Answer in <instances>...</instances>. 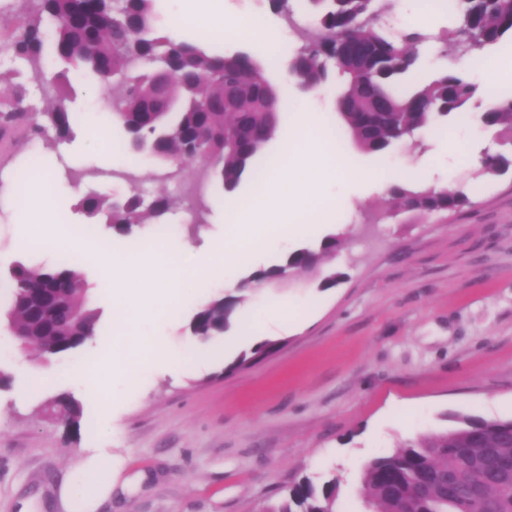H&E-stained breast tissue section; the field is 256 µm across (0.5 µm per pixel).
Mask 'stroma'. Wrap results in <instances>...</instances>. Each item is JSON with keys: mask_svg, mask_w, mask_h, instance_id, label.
<instances>
[{"mask_svg": "<svg viewBox=\"0 0 512 512\" xmlns=\"http://www.w3.org/2000/svg\"><path fill=\"white\" fill-rule=\"evenodd\" d=\"M223 2L225 17L256 16L277 32L287 27L270 0ZM267 77L284 89L287 106L265 157L274 156L304 112L316 113L329 143L345 152L347 176L324 187L341 202L325 227L340 245L321 264L342 280L322 290L301 274L252 291L243 306L256 309L252 333L275 342L272 354L230 372L226 366L242 345L230 336L210 340L186 364L114 379L125 399L107 416L91 401L78 365L112 348V283L100 268L80 265L100 312L95 335L49 362L32 345H11L0 357V373L9 378L0 384V512H64L58 488L74 459L93 454L119 466L120 485L98 512H262L302 477L319 486L337 479V512H363L371 459L462 417L512 418V175L471 177L468 144H493L492 132L463 122L482 111V98L474 97L465 115L418 131L417 149L400 143L368 154L340 127L338 76L310 95L289 88L285 69ZM109 98L91 79H79L69 103L77 125L106 122L100 104ZM74 152L88 173L84 190L111 200L125 193L116 167L96 163L93 141L73 137L50 149L26 142L19 128L0 136V158L11 159L13 169L34 162L60 170L53 202L85 225L89 219L68 184ZM419 160L465 182L469 204L451 213L392 210L385 191L364 182L366 173H405ZM185 217L175 209L164 226L113 236V247L134 251L153 238L197 247L219 231L210 223L191 231ZM24 239L10 194L0 191L1 280L19 261L56 262V252ZM241 278L237 271L194 288L176 312L141 321L139 334L172 347L195 345L194 311L217 293H235ZM33 376L43 378L41 388L29 389ZM59 393L82 404L79 429L42 414L44 401Z\"/></svg>", "mask_w": 512, "mask_h": 512, "instance_id": "obj_1", "label": "stroma"}]
</instances>
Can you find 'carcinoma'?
Here are the masks:
<instances>
[{
    "label": "carcinoma",
    "instance_id": "carcinoma-1",
    "mask_svg": "<svg viewBox=\"0 0 512 512\" xmlns=\"http://www.w3.org/2000/svg\"><path fill=\"white\" fill-rule=\"evenodd\" d=\"M23 11L13 32L0 38V57L25 64L26 71L0 72V83L16 75L23 81L13 94L0 98V129L23 122L28 141L50 146L68 138L74 115L62 103L70 74L87 72L109 90L110 122L127 141L152 147L149 159L166 166L162 177L197 161L201 154L215 161L203 173L218 179L228 192L248 178L257 181L258 164L271 139L281 111L280 96L264 75V67L248 52L210 55L194 43L176 39L155 23L156 0H22ZM318 32L307 36L293 54L295 79L324 86L332 72L343 84L336 116L362 151L381 154L394 142L397 130L412 138L415 131L434 127L463 110L478 87L459 66L448 67L447 48L436 46V36L417 24L390 31L379 23L395 0H299ZM453 19L448 39L455 45V62H482L491 47L512 41V0H442ZM52 39H47V27ZM51 47L60 69L46 84L56 103L31 112L25 80L45 71V46ZM432 54L435 66L425 72L421 58ZM200 99L219 103L208 112L196 106ZM477 121L497 129L499 149L485 151L475 175L492 179L512 171V91H493ZM137 173L128 176L129 190L121 201L106 205L104 197L88 192L78 205L93 218L101 217L119 233L143 224H160L178 204L160 195L145 204ZM397 208L422 213L456 212L469 204L465 191L451 185L446 192L414 184H393L387 190ZM339 246L329 234L317 251L299 248L281 266L252 273L248 282L276 286L297 273L318 272L322 254ZM6 313L13 335L29 337L52 358L80 348L77 341L95 333L98 311L89 301V288L76 257L60 258L52 266L32 267L22 262L10 270ZM43 288L53 289L56 302L47 328L38 326L22 297ZM242 296L216 294L195 312L192 331L209 339L223 336L237 319ZM46 415L59 424L79 425L80 403L58 394L44 403ZM512 419L465 417L458 425L409 441L393 453L373 458L363 478V502L377 512H476L468 501L444 494L451 479L463 491L493 458L511 457ZM480 498L488 512H512V486L486 482ZM336 480L317 487L308 478L296 481L284 497L264 512H332Z\"/></svg>",
    "mask_w": 512,
    "mask_h": 512
}]
</instances>
